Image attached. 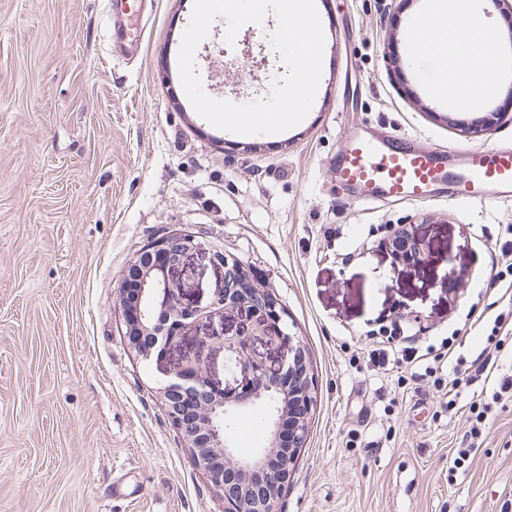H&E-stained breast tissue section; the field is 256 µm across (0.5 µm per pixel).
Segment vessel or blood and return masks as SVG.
<instances>
[{
	"label": "vessel or blood",
	"mask_w": 512,
	"mask_h": 512,
	"mask_svg": "<svg viewBox=\"0 0 512 512\" xmlns=\"http://www.w3.org/2000/svg\"><path fill=\"white\" fill-rule=\"evenodd\" d=\"M339 188L358 202H421L436 196L486 201L512 198V147L450 157L409 135L346 139L333 163Z\"/></svg>",
	"instance_id": "1"
}]
</instances>
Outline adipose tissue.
Masks as SVG:
<instances>
[{
  "label": "adipose tissue",
  "instance_id": "adipose-tissue-1",
  "mask_svg": "<svg viewBox=\"0 0 512 512\" xmlns=\"http://www.w3.org/2000/svg\"><path fill=\"white\" fill-rule=\"evenodd\" d=\"M460 29L466 40L457 39ZM413 39L417 50L436 64L439 93L471 104L494 94L497 56L487 18L475 0H434L428 21L418 22Z\"/></svg>",
  "mask_w": 512,
  "mask_h": 512
}]
</instances>
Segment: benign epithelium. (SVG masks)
Masks as SVG:
<instances>
[{"mask_svg": "<svg viewBox=\"0 0 512 512\" xmlns=\"http://www.w3.org/2000/svg\"><path fill=\"white\" fill-rule=\"evenodd\" d=\"M490 112L461 132L475 135L509 106ZM202 244L191 234L163 237L142 249L128 264L124 277L134 276L135 318L128 323L129 344L146 360L161 365L177 347L188 320L236 313L253 323L258 337L279 349L274 364L250 349V336H221L231 355L230 372L240 371L237 388L228 390L208 376L206 366L188 360L176 371L163 372V404L181 431L194 458L224 499V512H277L278 501L291 478L292 465L308 432L314 405L315 378L308 349L280 327L277 302L250 280L241 263L220 250H210L211 260L224 269V287L211 306L199 312L181 307L169 273L184 266ZM264 410L268 445L250 455L236 453L224 436L226 420L241 412Z\"/></svg>", "mask_w": 512, "mask_h": 512, "instance_id": "benign-epithelium-1", "label": "benign epithelium"}]
</instances>
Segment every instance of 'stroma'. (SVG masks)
I'll use <instances>...</instances> for the list:
<instances>
[{"label":"stroma","instance_id":"35a3bbf8","mask_svg":"<svg viewBox=\"0 0 512 512\" xmlns=\"http://www.w3.org/2000/svg\"><path fill=\"white\" fill-rule=\"evenodd\" d=\"M430 0H316L325 47L308 116L273 135L214 128L181 87L177 52L193 0H0V512H224L163 405V370L200 360L234 386L220 335L243 317L191 323L165 368L125 337L116 302L132 258L187 233L205 246L171 276L201 310L223 286L207 255L240 260L276 298L316 378L309 432L278 512H512V397L465 471L448 451L467 429L432 378L372 372L370 332L429 345L499 302L501 230L512 201L350 203L329 173L353 131L410 133L453 153L512 145V114L480 135L459 124L501 97L438 98L435 64L410 46ZM216 18L196 51L205 92L266 98L286 67L274 14L234 45ZM139 29L125 51L116 30ZM425 261L391 247L392 230Z\"/></svg>","mask_w":512,"mask_h":512}]
</instances>
